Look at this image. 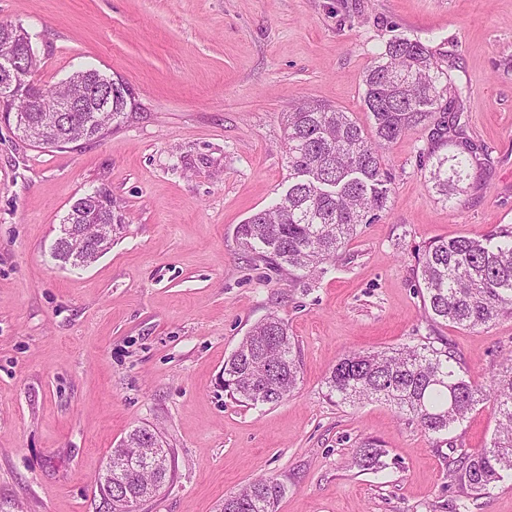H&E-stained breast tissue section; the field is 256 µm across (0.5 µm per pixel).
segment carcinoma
<instances>
[{"instance_id":"carcinoma-1","label":"carcinoma","mask_w":512,"mask_h":512,"mask_svg":"<svg viewBox=\"0 0 512 512\" xmlns=\"http://www.w3.org/2000/svg\"><path fill=\"white\" fill-rule=\"evenodd\" d=\"M23 27L0 24V51L9 47ZM79 72L61 84L38 88L42 102L53 106L68 94ZM90 83H112V112L89 122L83 132L64 140L44 138L40 145L91 141L104 135L131 104L123 80L96 69L86 70ZM364 104L372 123L365 129L347 112L317 101H305L281 116L288 189L271 206L251 214L235 228L240 245L259 262L295 280L312 279L323 265L336 260L360 224H371L388 210L391 173L383 151L408 130L426 125L441 111V101L457 92L448 71L422 43L409 39L389 42L364 75ZM437 135L454 151L436 157L429 178L448 199L471 170L485 166L488 154L460 139L457 126L441 120ZM78 209L67 213L60 228L90 240L95 227ZM112 245L89 253L56 239L52 257L81 269ZM418 286L428 316L445 324L477 329L512 316V225L504 224L477 236H458L431 243L422 254ZM301 367L294 337L276 313L251 326L234 352L224 360V390L250 405L276 404L296 387ZM327 396L338 404L384 400L429 435H444L488 404L496 428L490 443L450 460L449 477L461 489L453 512H479V500L512 478V366L483 385L460 373L459 358L446 341L372 352L349 351L325 378ZM150 430L137 427L122 440L126 449L147 448ZM386 450L367 439L354 449L352 463L363 471L386 467ZM172 478V464L126 475V490L146 501ZM284 486L261 476L224 498L222 512H277Z\"/></svg>"}]
</instances>
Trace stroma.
<instances>
[{
  "mask_svg": "<svg viewBox=\"0 0 512 512\" xmlns=\"http://www.w3.org/2000/svg\"><path fill=\"white\" fill-rule=\"evenodd\" d=\"M32 37L44 88L83 65L134 105L98 140L39 146L0 121V512H95V475L132 429L159 433L174 477L138 512H220L260 476L278 512H450L451 449L490 442L488 406L431 437L383 401L336 404L347 351L442 338L488 383L512 357V317L475 330L430 320L418 255L440 238L512 224V0H0ZM440 58L448 113L490 155L460 193L425 165L437 124L392 143L389 209L310 286L257 262L234 229L288 187L281 115L305 100L362 126L363 76L396 39ZM107 188L128 222L82 270L51 248L71 205ZM277 313L301 378L276 405L227 395L224 361ZM386 468L351 463L365 439Z\"/></svg>",
  "mask_w": 512,
  "mask_h": 512,
  "instance_id": "obj_1",
  "label": "stroma"
}]
</instances>
